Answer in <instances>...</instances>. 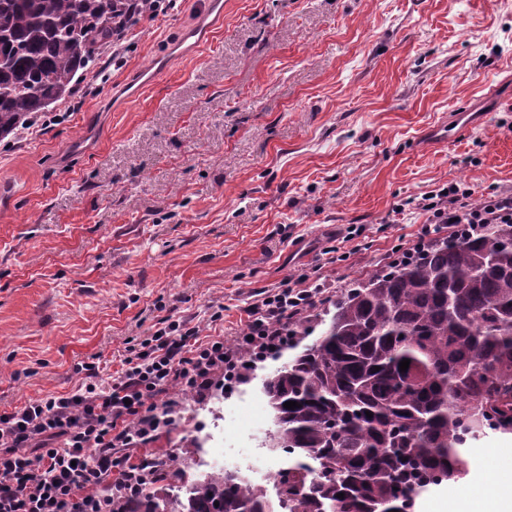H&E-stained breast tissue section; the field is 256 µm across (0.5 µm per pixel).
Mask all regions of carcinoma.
<instances>
[{"mask_svg":"<svg viewBox=\"0 0 512 512\" xmlns=\"http://www.w3.org/2000/svg\"><path fill=\"white\" fill-rule=\"evenodd\" d=\"M155 8L152 0H0V138L68 96L115 33ZM505 239L512 223L436 239L342 289L330 320L306 314L292 323L295 336L317 320L327 327L265 385L270 447L288 454L292 476L276 499L233 471L181 495L175 470L114 497L112 512H409L423 494L465 477L473 443L512 433Z\"/></svg>","mask_w":512,"mask_h":512,"instance_id":"cac0c4a2","label":"carcinoma"}]
</instances>
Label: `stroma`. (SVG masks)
Here are the masks:
<instances>
[{
    "label": "stroma",
    "instance_id": "35a3bbf8",
    "mask_svg": "<svg viewBox=\"0 0 512 512\" xmlns=\"http://www.w3.org/2000/svg\"><path fill=\"white\" fill-rule=\"evenodd\" d=\"M179 0L133 27L40 133L0 139V410L70 390L76 363L119 361L167 315L223 305L242 328L253 289L345 252L346 283L425 222L415 199L451 183L512 188V0ZM208 22L206 47L170 49ZM164 65L152 83L143 73ZM476 118L447 132L462 107ZM188 397L155 442L179 458L198 432L253 481L287 458L270 446L266 379ZM494 434L459 490L491 483Z\"/></svg>",
    "mask_w": 512,
    "mask_h": 512
}]
</instances>
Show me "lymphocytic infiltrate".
<instances>
[{"label": "lymphocytic infiltrate", "mask_w": 512, "mask_h": 512, "mask_svg": "<svg viewBox=\"0 0 512 512\" xmlns=\"http://www.w3.org/2000/svg\"><path fill=\"white\" fill-rule=\"evenodd\" d=\"M470 196L451 184L421 197L422 234L399 243L394 254H413L444 229L512 223L511 190L476 203ZM335 286L316 266L254 289L236 336L204 335V324L223 321L220 305L203 324L167 316L128 348L109 376L97 363L80 362L73 389L0 411V512H112L113 495H132L163 480L166 472L147 447L179 412L175 392L206 400L224 378L245 369L242 351L258 357L278 350L291 323Z\"/></svg>", "instance_id": "1"}]
</instances>
